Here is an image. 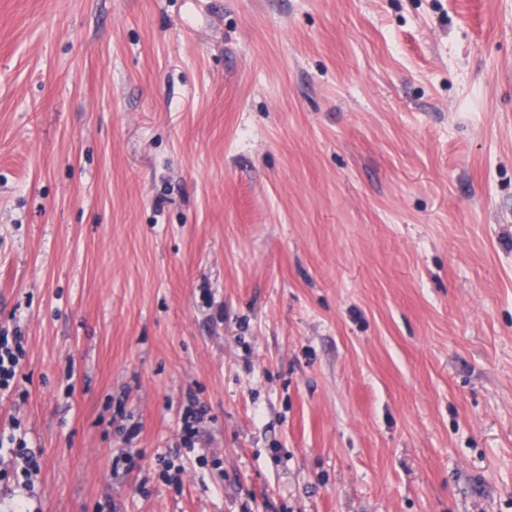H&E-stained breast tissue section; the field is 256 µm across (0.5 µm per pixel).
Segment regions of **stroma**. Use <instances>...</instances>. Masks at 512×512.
I'll return each instance as SVG.
<instances>
[{"label":"stroma","mask_w":512,"mask_h":512,"mask_svg":"<svg viewBox=\"0 0 512 512\" xmlns=\"http://www.w3.org/2000/svg\"><path fill=\"white\" fill-rule=\"evenodd\" d=\"M0 330V512H512V0H0ZM22 336H0V393L18 389L20 362L24 355ZM8 444L12 445L7 447L9 448L8 453L15 455L16 458L19 456L23 460L20 467V473L24 480L28 481L33 475L36 476L39 472L37 455L27 446L25 438L20 437L18 439L15 436H10Z\"/></svg>","instance_id":"obj_1"}]
</instances>
